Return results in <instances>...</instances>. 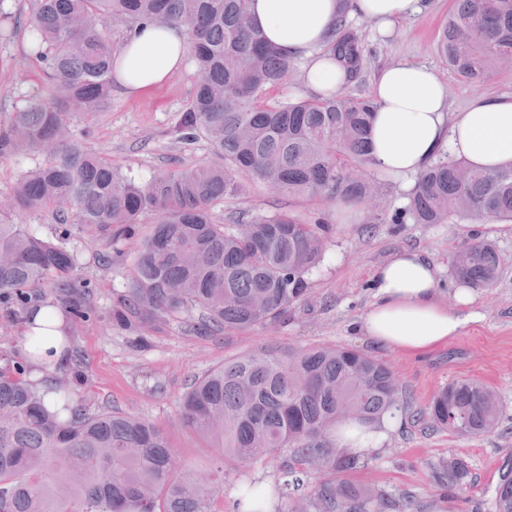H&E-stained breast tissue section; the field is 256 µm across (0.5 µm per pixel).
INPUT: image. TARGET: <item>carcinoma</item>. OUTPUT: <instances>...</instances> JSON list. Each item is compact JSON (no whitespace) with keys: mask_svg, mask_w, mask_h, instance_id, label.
I'll use <instances>...</instances> for the list:
<instances>
[{"mask_svg":"<svg viewBox=\"0 0 512 512\" xmlns=\"http://www.w3.org/2000/svg\"><path fill=\"white\" fill-rule=\"evenodd\" d=\"M250 0H31L29 50L46 63L51 83L0 120V159L30 150L44 163L22 173L0 207L53 209L65 223L56 239L22 224H0V305L16 318L31 309L27 289L51 280L76 322L93 314L90 281L77 276L75 234L105 240V257L123 254L147 212L159 214L139 245L129 294L113 317L135 327L186 321L220 332L277 323L308 291L326 251V230L289 212L218 224L211 210L240 195L245 174L288 195H318L370 205L380 223L511 224L512 165L487 171L445 157L423 170L404 210L387 217L371 177L368 141L375 102L340 92L279 107L263 92L280 86L296 59L271 47L249 15ZM151 18L188 31L196 81L177 124L181 141L204 139L221 163L163 171L142 186L112 159L72 139L71 116L94 117L112 92L113 20ZM328 49L360 77L364 50L343 9ZM438 50L461 80L476 83L512 66V0H458ZM499 256L474 238L457 251L453 271L464 284H492ZM196 320H191L193 313ZM405 411L402 386L384 363L357 349L313 347L288 356L267 350L234 359L196 378L183 397L182 426L218 449L214 469L180 468L164 430L135 416L90 412L63 398L50 410L22 379L0 366V512H215L224 463L247 465L289 454L311 469L338 474L353 456L336 454L331 431L342 418L369 424ZM496 393L476 380L453 381L433 397L428 415L441 430L479 438L495 432ZM438 485L462 486L465 463L436 467ZM382 512L371 488L339 478L304 486L288 464L268 487L242 486L236 510ZM495 512H512V462L494 488Z\"/></svg>","mask_w":512,"mask_h":512,"instance_id":"obj_1","label":"carcinoma"}]
</instances>
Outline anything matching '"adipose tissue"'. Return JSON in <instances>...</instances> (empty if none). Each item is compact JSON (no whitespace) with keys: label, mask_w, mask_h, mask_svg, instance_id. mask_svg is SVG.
I'll return each instance as SVG.
<instances>
[{"label":"adipose tissue","mask_w":512,"mask_h":512,"mask_svg":"<svg viewBox=\"0 0 512 512\" xmlns=\"http://www.w3.org/2000/svg\"><path fill=\"white\" fill-rule=\"evenodd\" d=\"M421 0H352L350 15L394 29L419 12ZM339 0H250L255 27L268 43L306 60L302 81L313 98L338 93L343 70L328 51L339 14ZM188 53L186 28L175 22L142 20L126 33L113 53L114 84L128 96L144 95L180 71ZM376 109L370 127L372 157L378 172L406 179L422 172L439 151L471 167L496 170L512 164V96L477 98L448 114L445 89L428 67L398 64L383 71L372 88ZM372 302L360 330L376 347L426 355L458 336L461 308L473 303L471 289L454 291L456 310L439 300L436 265L424 254L401 250L376 267ZM62 313L53 303L34 306L23 324L22 352L35 368L65 365L68 338ZM396 418L385 417L368 429L358 420H339L332 430L336 451L365 458L382 447Z\"/></svg>","instance_id":"adipose-tissue-1"}]
</instances>
